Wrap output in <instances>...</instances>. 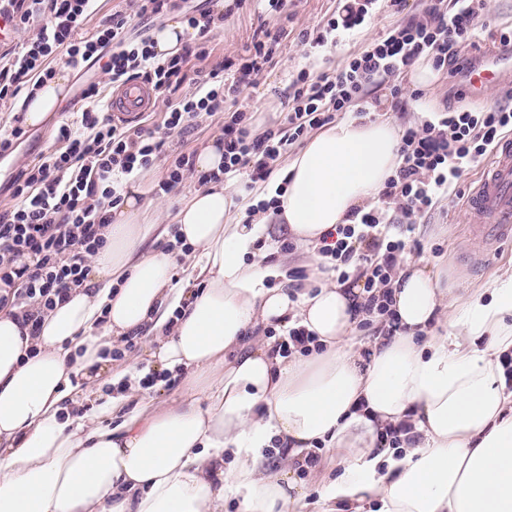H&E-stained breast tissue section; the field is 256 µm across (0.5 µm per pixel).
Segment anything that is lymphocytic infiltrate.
Here are the masks:
<instances>
[{"mask_svg": "<svg viewBox=\"0 0 512 512\" xmlns=\"http://www.w3.org/2000/svg\"><path fill=\"white\" fill-rule=\"evenodd\" d=\"M97 2L0 0V12L14 29L40 24L22 52L0 53L1 103L53 79V63L60 57L76 70L99 66L104 77L83 88L88 108L79 125H60L52 150L21 167L8 187L15 204L0 213V310L34 333L46 311L88 282V260L105 243L107 210L121 202L124 182L166 161V176L155 190L163 196L194 171L190 155L166 153L165 137L115 124L100 114L102 83H149L167 105L162 121L167 134L191 133L202 116L223 114L221 171L249 193L272 177L290 145L332 124L337 113L353 112L363 118L380 111L382 103L371 97L372 88L387 86L394 110L402 109L405 96L419 98V91L405 93L395 82L419 60L431 62L439 71H462L466 51L475 44L487 12L486 0H449L444 9L436 0H427L420 17L386 28L336 71L300 70L282 102V126L260 130L238 98L245 89L256 87L273 63L289 36L287 27L259 28L243 56L206 69L202 63L210 56V33L246 0H226L219 12L185 11L194 41L166 57L155 52L149 35L130 37L129 27L132 19L158 18L178 9V0H132V14L112 13L89 33L85 27ZM381 4L398 13L405 0H346L337 15L316 29L299 32L297 39L304 47L326 46L337 31L351 32L366 24ZM502 97L501 103L475 111L447 106L404 126L398 165L376 202L354 211L351 223L337 225L323 236L318 249L326 260L322 273L342 282L364 270L361 309L369 321L380 324L383 335L399 329L390 309L391 284L411 248L408 238L392 234L391 228L415 224L440 200L457 197L464 172L485 162L496 142L512 132V89Z\"/></svg>", "mask_w": 512, "mask_h": 512, "instance_id": "1", "label": "lymphocytic infiltrate"}]
</instances>
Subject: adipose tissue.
<instances>
[{
    "instance_id": "obj_1",
    "label": "adipose tissue",
    "mask_w": 512,
    "mask_h": 512,
    "mask_svg": "<svg viewBox=\"0 0 512 512\" xmlns=\"http://www.w3.org/2000/svg\"><path fill=\"white\" fill-rule=\"evenodd\" d=\"M65 88L56 77L24 99L27 125L42 124ZM399 130L388 121H341L313 136L284 170L277 216L247 220L224 183L183 201L160 223L142 183L109 210L89 287L48 311L38 334L0 312V512H291L303 493L269 474L280 441L289 457L316 443L343 470L309 512H512V268L462 302L432 271L406 265L392 284L402 329L377 337L369 357L349 344L364 318L358 285L292 291L263 237L278 219L299 244L318 246L371 203L397 166ZM168 236L191 253L145 249ZM181 283H174L175 270ZM151 323L154 367L183 375L179 404L155 406L128 385L89 419L64 417L74 376L105 363L114 338ZM452 323L453 334L437 333ZM294 324L320 352L288 357L246 337ZM409 420L413 438L377 449L378 432Z\"/></svg>"
}]
</instances>
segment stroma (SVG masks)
<instances>
[{"label": "stroma", "instance_id": "stroma-1", "mask_svg": "<svg viewBox=\"0 0 512 512\" xmlns=\"http://www.w3.org/2000/svg\"><path fill=\"white\" fill-rule=\"evenodd\" d=\"M340 0H291L288 12L291 20L288 24L293 35L282 46V52L275 65L265 71L256 88L244 91L240 101L254 114L257 126L274 124L282 119L280 97L287 90L289 80L300 69L307 68L313 72H333L340 67L351 52L362 48L378 32L401 19L420 15L423 0H406L402 14L381 12L376 14L371 23L359 32L347 35L338 46H325L314 53H305L298 45L295 35L303 30L315 28L324 18L341 9ZM277 26L276 17L266 15L264 7L258 0H248L243 10L225 20L223 27L211 33L212 54L207 61L208 67L222 64L226 58L243 54L252 40L253 33L260 24ZM512 26V0H487V16L479 31L475 46L468 49L472 58L486 55L494 44L493 35L497 29ZM464 75L454 77L438 75L433 85L425 89L418 100H408L399 111L388 110L382 113V120H389L397 125L409 124L418 119L422 113L441 108L443 100H450L452 106L468 108L489 106L497 102L496 90H489L481 95H466L464 99H448L449 85H464ZM84 101L65 98L56 112L50 114L44 124L32 130V136L15 156L0 160V185L6 184L22 164L30 162L53 143V134L62 123L79 121L85 109ZM483 173L482 167L467 171L460 180L461 198L444 201L413 225L408 237L416 242V249L404 254V261L430 269L438 276L440 287L446 288L449 297L464 295L466 291L489 286L505 269L512 267V243L484 246L471 236L473 217L466 210L462 200L477 185ZM151 341L149 335H142L135 351L123 359L113 361L110 371L104 372L97 379L91 396H77L69 406L71 416L85 415L90 410L92 400H103L112 392L113 372L136 366L143 370L151 368Z\"/></svg>", "mask_w": 512, "mask_h": 512}]
</instances>
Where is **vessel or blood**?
I'll return each mask as SVG.
<instances>
[{"label":"vessel or blood","instance_id":"obj_1","mask_svg":"<svg viewBox=\"0 0 512 512\" xmlns=\"http://www.w3.org/2000/svg\"><path fill=\"white\" fill-rule=\"evenodd\" d=\"M512 67V53L486 55L470 68L465 79L472 94L499 84L506 68ZM154 90L146 82L131 81L112 94L109 113L113 122L126 123L151 108ZM467 209L478 218L475 233L482 243L492 245L512 239V138L501 140L482 179L466 200Z\"/></svg>","mask_w":512,"mask_h":512}]
</instances>
